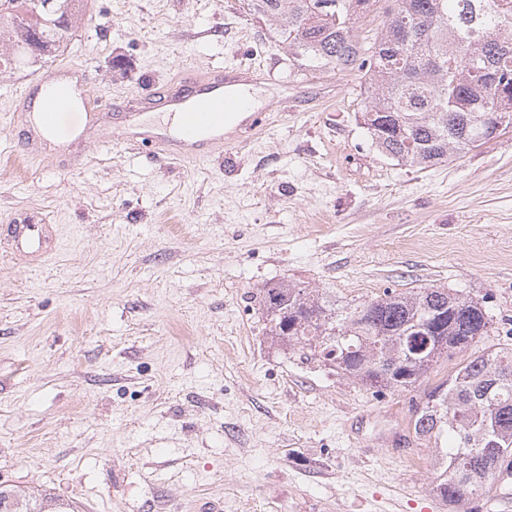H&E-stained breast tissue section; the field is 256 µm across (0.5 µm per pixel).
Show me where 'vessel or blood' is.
Here are the masks:
<instances>
[{
    "label": "vessel or blood",
    "mask_w": 512,
    "mask_h": 512,
    "mask_svg": "<svg viewBox=\"0 0 512 512\" xmlns=\"http://www.w3.org/2000/svg\"><path fill=\"white\" fill-rule=\"evenodd\" d=\"M254 69L215 66L176 82L154 84L121 102L85 99L92 82L85 66L59 63L44 76L26 79L12 103V120L22 123L24 157L43 159L48 148L45 133L57 129L76 100L84 102V127L76 145L107 146L147 152L162 159L191 163L223 155L245 143L266 122L264 113L247 116L233 137H225L229 119L243 109L237 88L252 79ZM147 112H170L180 116L175 132L149 127L141 116ZM11 248L48 257L47 227L35 222L14 225Z\"/></svg>",
    "instance_id": "b4317fda"
}]
</instances>
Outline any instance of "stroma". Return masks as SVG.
Segmentation results:
<instances>
[{"mask_svg": "<svg viewBox=\"0 0 512 512\" xmlns=\"http://www.w3.org/2000/svg\"><path fill=\"white\" fill-rule=\"evenodd\" d=\"M84 4L59 52L0 73V225L42 219L59 243L0 256V486L75 512H452L411 419L512 348V127L412 167L367 133L361 71L290 58L248 0ZM60 62L110 102L243 63L267 122L192 164L96 147L29 163L12 100ZM280 281L349 305L447 288L494 329L373 388L271 335L259 294Z\"/></svg>", "mask_w": 512, "mask_h": 512, "instance_id": "stroma-1", "label": "stroma"}]
</instances>
